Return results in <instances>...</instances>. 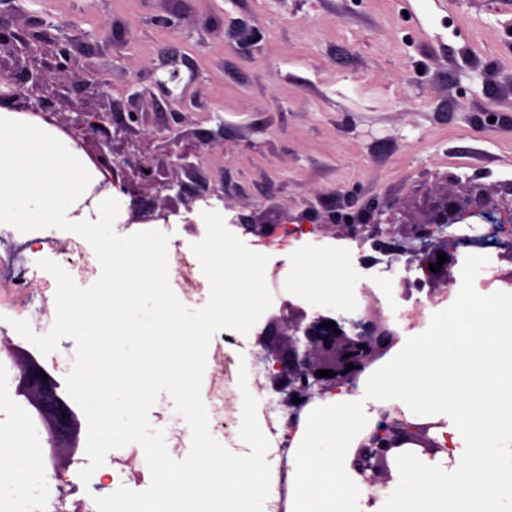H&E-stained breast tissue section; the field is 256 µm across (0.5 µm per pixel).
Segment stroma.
I'll list each match as a JSON object with an SVG mask.
<instances>
[{
    "mask_svg": "<svg viewBox=\"0 0 512 512\" xmlns=\"http://www.w3.org/2000/svg\"><path fill=\"white\" fill-rule=\"evenodd\" d=\"M164 17L172 26L161 25ZM0 23L46 58L68 44L69 69L49 79L62 119L111 113L115 152L138 150L159 179L184 185L156 201L169 223L134 222L123 202L108 230L119 243L165 238L161 286L186 318L210 303L192 259L211 249L215 232L241 254L265 249L240 217L313 226L311 245L334 247L350 245L345 225L387 223L388 244L402 245L409 225L448 196L473 190L512 202V10L500 0H0ZM110 25L119 41L108 39ZM97 77L110 84L107 100L85 90ZM159 79L186 93V105L171 103ZM176 151L187 154L185 165H174ZM198 190L217 193L221 227L202 213ZM41 249L79 287L101 274L76 233L45 235ZM23 267L35 304L22 319L44 335L54 325L56 281L36 259ZM286 277L282 266L266 273L273 294L249 327V352H287L275 321L283 303L315 310L280 291ZM16 287V276H0V344L64 382L68 347L42 354L7 323ZM223 333L213 326L193 375L204 403L237 378L222 368ZM87 432L79 412L67 448L36 443L66 512L111 497L113 481L137 466L133 449L117 448L82 481Z\"/></svg>",
    "mask_w": 512,
    "mask_h": 512,
    "instance_id": "35a3bbf8",
    "label": "stroma"
}]
</instances>
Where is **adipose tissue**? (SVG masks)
Returning a JSON list of instances; mask_svg holds the SVG:
<instances>
[{
	"label": "adipose tissue",
	"instance_id": "1",
	"mask_svg": "<svg viewBox=\"0 0 512 512\" xmlns=\"http://www.w3.org/2000/svg\"><path fill=\"white\" fill-rule=\"evenodd\" d=\"M90 176L71 144L53 130L0 113L1 225L37 224L46 232L78 225L110 260H117L124 247L107 232L111 197L101 199L95 221L79 211ZM215 245L223 254L221 264L199 262L213 281L208 311L188 321L178 309L173 320L193 357H201L208 330L220 323L238 341L232 355L244 359L249 322L270 296L261 272L274 258L265 252L238 255L220 237ZM137 248L136 274L112 300V314L127 335L135 332L131 317L157 309L164 298L159 286L164 242L144 238ZM287 263L284 289L315 303L351 307L345 277L325 253L303 252L288 257ZM239 391L238 452L228 457L206 430L208 414L188 375L182 367L174 368L169 394L196 444L195 454L176 466L169 462L170 449L161 446L162 430L138 417L151 396L149 389L128 388L108 406L100 397L88 396L92 413L111 410L113 446L162 449L138 461L143 481L157 490L156 499L147 501L129 486L113 484L120 512H268L277 495L268 479L269 434L254 420L261 397L244 370ZM396 406L407 422L430 424L431 438L451 440L470 455L461 468L447 470L425 466L416 452L399 453L396 482L373 512H503L502 503L512 504V461L504 462L498 454L499 448L512 446V294L489 301L474 297L466 311L446 310L428 335L408 337L387 361L361 377L355 391L313 399L302 409L296 428L280 418V435L291 438L289 512H366L352 468L355 450L368 439L380 411Z\"/></svg>",
	"mask_w": 512,
	"mask_h": 512
}]
</instances>
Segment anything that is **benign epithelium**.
I'll return each mask as SVG.
<instances>
[{
    "label": "benign epithelium",
    "instance_id": "benign-epithelium-1",
    "mask_svg": "<svg viewBox=\"0 0 512 512\" xmlns=\"http://www.w3.org/2000/svg\"><path fill=\"white\" fill-rule=\"evenodd\" d=\"M17 37L4 26H0V53L9 52L13 57L12 70L0 78V109L18 114H27L45 124L59 128L80 149L90 144L98 146V151L89 155L97 170L103 175L84 206L91 205L93 199L102 194L117 193L130 198L132 219L161 221L169 223V213L154 205L143 204V187L155 191L154 197L171 191L175 184L158 180L154 173L141 165L137 154L125 152L120 156L109 157L105 149L112 148L113 136L109 128L110 113L79 111L76 117L63 121L59 117L55 95L49 91L37 95L33 88H48L47 73L50 65L28 44L17 47ZM494 213H503L500 202L488 195L476 196L472 192L457 194L446 198L441 207L431 212L422 222L411 226L409 235L423 239L433 236L434 229L449 224H457L472 216L487 217ZM443 253L446 261L439 272L434 273L429 265L437 264L438 254ZM424 269L429 283L434 287L453 282L452 269L456 265V256L448 248V241L440 240L425 245L416 255ZM288 315L281 316L288 327L290 345L288 354L281 355L269 351L258 353L255 359L263 363L269 371L274 389L282 395L280 403L287 406L291 415H296L301 406L315 395L336 393L341 388L355 385L359 376L369 364L383 356L398 341L396 330L387 321L375 319L372 309L365 310V319L355 320L341 315L316 313L312 316L296 310L291 303L281 307ZM333 321L340 333L333 328H323L321 324ZM354 368L347 369L348 364ZM41 366L29 363L20 366L21 387L29 402L40 418L49 423L48 444L58 447V429L68 425L74 419V411L58 393V383L50 375L39 373ZM330 370L333 377H320L317 372ZM301 402L296 404L293 397ZM429 426L417 429L397 421L382 422L370 435V444L360 445L356 450L355 465L361 474L367 475L372 482L380 472L388 469L389 461L396 455L400 439L413 434L420 437V443L428 454H433L436 441L428 436Z\"/></svg>",
    "mask_w": 512,
    "mask_h": 512
}]
</instances>
